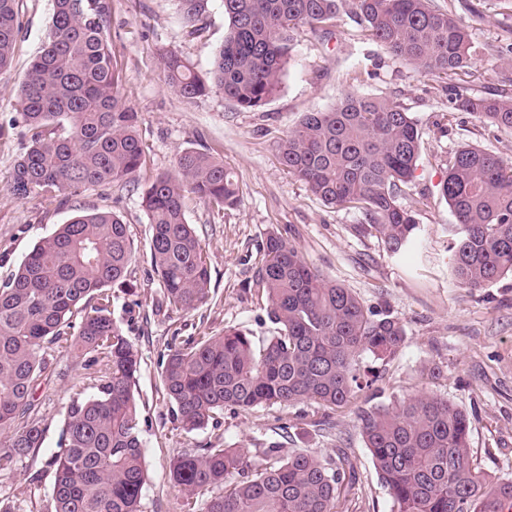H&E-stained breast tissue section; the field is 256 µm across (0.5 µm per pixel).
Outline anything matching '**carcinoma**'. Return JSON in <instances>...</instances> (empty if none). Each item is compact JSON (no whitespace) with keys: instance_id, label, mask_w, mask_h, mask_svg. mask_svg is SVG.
Segmentation results:
<instances>
[{"instance_id":"cac0c4a2","label":"carcinoma","mask_w":512,"mask_h":512,"mask_svg":"<svg viewBox=\"0 0 512 512\" xmlns=\"http://www.w3.org/2000/svg\"><path fill=\"white\" fill-rule=\"evenodd\" d=\"M52 2L47 42L17 90L29 134L10 184L19 199L122 181L143 164L137 115L118 96L108 3ZM209 2L178 0L190 33L203 30ZM343 2L221 0L229 26L209 80L167 50L166 82L189 100L215 90L257 109L281 89L295 31L331 25ZM19 3L0 0V72L13 63ZM350 15L393 57L426 74H465L476 64L467 26L432 0H352ZM456 106L512 130V97L460 93ZM420 145V130L400 104L353 91L305 113L277 151L324 204L361 211L360 231L395 256L419 245L415 214L399 197L415 177ZM187 190L221 207L238 200L224 163L196 149L182 151L176 173L158 175L143 192L158 306L172 313L198 308L211 293L204 247L185 214ZM441 194L456 220L450 253L460 284L481 289L512 275V163L464 146L448 162ZM260 256L253 285L265 293L274 334L259 346L235 328L191 336L163 363L164 390L187 431L207 427L227 407H343L373 382L359 359L389 361L405 345L399 318L365 307L283 234L269 233ZM133 258L118 215L81 212L41 238L0 285V431L8 433L0 472L44 442L31 403L47 369L44 344L71 334L77 350L105 359L95 392L66 407L59 451L48 460L51 512H143L148 474L134 390L140 357L110 310V290L125 286ZM356 418L393 512H512V480L473 465L469 421L452 402L421 394L361 406ZM263 454L270 462L249 471L241 450L219 440L178 457L172 477L187 512H338L353 479L348 457L333 465L279 442Z\"/></svg>"}]
</instances>
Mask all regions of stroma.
<instances>
[{
    "label": "stroma",
    "instance_id": "1",
    "mask_svg": "<svg viewBox=\"0 0 512 512\" xmlns=\"http://www.w3.org/2000/svg\"><path fill=\"white\" fill-rule=\"evenodd\" d=\"M112 57L122 71L119 97L136 112L145 151L143 166L110 185L68 189L58 197L15 198L14 164L26 145L16 90L30 58L47 41L52 0H20L13 64L0 73V283L10 278L41 238L77 213L110 211L120 216L135 247L127 288H114L112 316L139 351L136 391L139 431L149 482L144 512H184L170 465L185 452L215 439L241 448L254 464L270 443L309 449L326 460L345 449L357 483L338 512H391L356 420L355 405L334 410L312 402L290 407L224 410L217 423L186 431L163 389L162 362L190 336L236 328L261 339L272 335L265 302L251 283L258 247L266 234L284 231L305 261L350 288L366 307L386 311L404 324L407 340L387 362L363 358L375 382L363 392L370 403L417 394L452 401L466 412L470 456L482 471L512 479V277L470 290L456 281L448 245L454 217L439 184L454 152L473 146L512 160V131L453 108L454 92L512 95V67L503 50L512 45V8L504 0H433L467 25L476 66L452 78L425 74L396 60L341 9L334 26L295 37L282 88L267 104L244 110L213 92L194 100L179 96L164 77L161 54L177 50L201 78H209L228 28L220 0H212L201 35L181 24L177 0H109ZM400 103L416 121L421 153L416 177L400 198L414 209L420 245L403 256L386 252L380 238L358 232L354 208L325 205L281 164L277 144L304 113L336 104L346 92ZM204 149L223 160L239 186L235 206L219 208L186 193L187 219L206 251L211 275L208 302L188 313L155 309L161 290L149 255L151 235L142 194L158 174L175 169L185 149ZM48 371L33 395L45 430L41 448L0 473V495L14 512H48L58 450L70 397L98 373L89 358L59 340L46 350Z\"/></svg>",
    "mask_w": 512,
    "mask_h": 512
}]
</instances>
